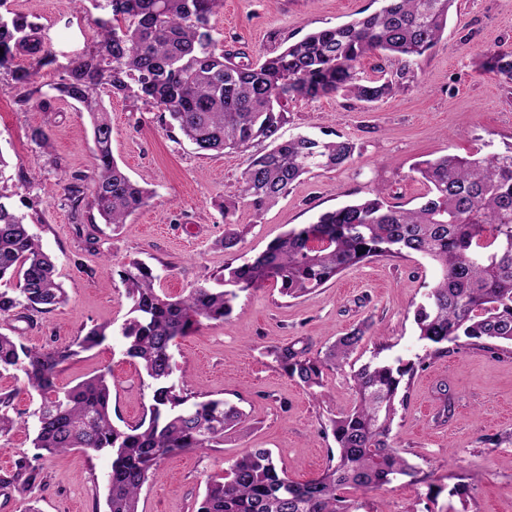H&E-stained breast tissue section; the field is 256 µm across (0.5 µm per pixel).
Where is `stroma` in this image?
<instances>
[{
	"mask_svg": "<svg viewBox=\"0 0 512 512\" xmlns=\"http://www.w3.org/2000/svg\"><path fill=\"white\" fill-rule=\"evenodd\" d=\"M379 0H224L214 25L225 49L257 60L309 32L373 12ZM11 9L40 26L56 61L35 78L41 105L18 102L10 76L0 73V158L15 208L31 216L30 231L56 263L68 300L29 322L0 319V331L36 347L71 344L97 324L120 328L129 304L118 276L137 260L159 275L160 291L179 296L215 285L228 257L218 240L230 224L245 227L240 252L252 257L289 229L320 212L387 189L391 202L412 207L425 191L413 173L421 160L447 153L487 155L512 144V84L485 74L483 52L512 51V0H459L441 43L415 67L404 91L374 105L342 96L290 103L282 138L298 135L355 142L354 161L315 170L273 207L257 210L238 198L246 154L201 153L168 131L143 105L103 96L112 120V155L122 170L151 190L148 204L126 224L103 223L96 210L72 212L62 172H91L94 142L81 105L51 89L70 63L97 40L99 15L90 0H10ZM44 129L48 146L30 138ZM236 200L232 219L222 211ZM418 256L360 263L306 296H283L278 285L238 293L221 323L204 324L178 340L173 376L199 399L223 398L247 415L246 428L218 448H196L164 460L144 485L141 512H195L209 478L253 448L271 449L293 480L318 476L335 442L324 437L328 417L355 404L350 374L369 360L423 358L391 433L395 447L420 470V482L396 480L381 489L351 491L366 512H448L447 490L470 486L467 512H512V344L497 351L449 344L431 354L420 340L415 309L436 281ZM369 323L364 341L341 369L327 371L319 395L289 379L269 350L294 343L317 352L353 326ZM112 369V419L136 424L150 404L148 379L124 354L120 337L63 365L61 387L104 367ZM112 458L71 450L41 459L46 481L26 493L0 487V512H104ZM441 490L429 500V486Z\"/></svg>",
	"mask_w": 512,
	"mask_h": 512,
	"instance_id": "35a3bbf8",
	"label": "stroma"
}]
</instances>
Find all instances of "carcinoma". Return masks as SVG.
<instances>
[{"label":"carcinoma","instance_id":"1","mask_svg":"<svg viewBox=\"0 0 512 512\" xmlns=\"http://www.w3.org/2000/svg\"><path fill=\"white\" fill-rule=\"evenodd\" d=\"M382 7L349 23L317 30L280 53L243 62L215 37L214 17L224 0H105L107 16L96 20L98 41L67 75L50 85L56 96L81 104L92 120L96 147L91 175L73 173L64 185L70 207L96 208L107 224H124L145 206L151 192L133 182L112 155V125L99 93L142 102L161 114L200 152L245 150L252 142L268 149L246 161L239 198L263 209L315 169L334 170L355 159L356 143L340 135L321 140L279 136L288 104L298 99L347 96L376 103L405 88L411 67L440 43L457 0H382ZM0 0V69L7 70L21 98L35 101L39 71L55 62L28 15ZM30 66L10 69L17 56ZM368 57L400 63L395 77L361 81L357 68ZM481 69L512 83V51H487ZM413 170L426 192L414 208L372 196L320 213L310 224L289 230L260 254L238 265L241 233L229 231L220 245L231 256L221 281L183 297L157 291L147 265L130 262L119 277L130 301L120 329L125 354L150 381L146 414L135 425L112 421L110 368L75 386H57L70 359L108 341V324L91 327L72 344L38 348L0 332V372L20 371L40 397L33 456L13 461L0 487L24 492L44 484L36 461L71 449L112 456L106 483L107 512H139L144 485L167 457L193 448L224 444V435L245 422L244 413L222 399L198 400L184 382L172 379V348L206 322H224L236 292L273 281L281 293L299 297L345 270L372 258L418 255L441 275L414 313L419 338L440 351L462 338L476 347L512 343V145L482 156L445 154ZM0 184V316L53 310L67 301L56 266L30 233L26 216L9 202ZM368 330L361 323L339 337L324 355L306 348L271 350L285 374L313 389L323 372L350 358ZM415 363H367L352 374L356 403L328 420L336 454L319 476L304 483L288 477L267 448L236 458L225 475L207 481L196 512H359L362 504L346 490L382 488L398 476L417 479V467L400 454L390 434L398 405L415 373ZM13 395L0 393L2 441L27 424Z\"/></svg>","mask_w":512,"mask_h":512}]
</instances>
